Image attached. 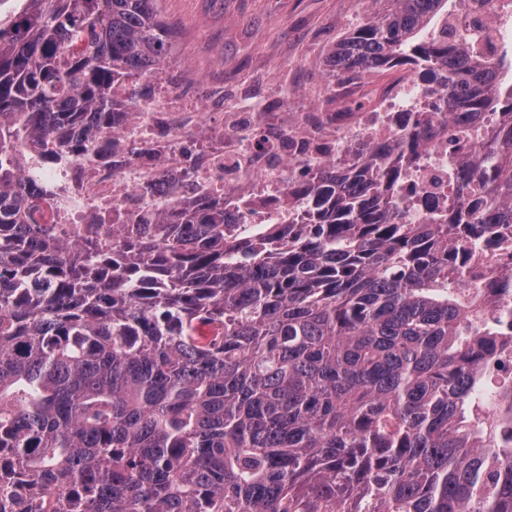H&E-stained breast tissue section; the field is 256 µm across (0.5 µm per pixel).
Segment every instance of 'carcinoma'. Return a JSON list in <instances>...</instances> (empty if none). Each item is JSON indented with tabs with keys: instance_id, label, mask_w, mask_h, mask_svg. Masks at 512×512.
I'll use <instances>...</instances> for the list:
<instances>
[{
	"instance_id": "obj_1",
	"label": "carcinoma",
	"mask_w": 512,
	"mask_h": 512,
	"mask_svg": "<svg viewBox=\"0 0 512 512\" xmlns=\"http://www.w3.org/2000/svg\"><path fill=\"white\" fill-rule=\"evenodd\" d=\"M446 3L387 0L333 67H410L465 146L512 84L423 35ZM170 36L157 0L0 19V512H512V387L484 367L512 321L463 287L477 246L512 248V125L423 224L399 190L438 112L289 182L298 221L230 224L224 195L187 191L135 224L60 223L56 170L126 164L116 89L150 97Z\"/></svg>"
}]
</instances>
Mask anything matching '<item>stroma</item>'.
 I'll return each instance as SVG.
<instances>
[{
  "label": "stroma",
  "mask_w": 512,
  "mask_h": 512,
  "mask_svg": "<svg viewBox=\"0 0 512 512\" xmlns=\"http://www.w3.org/2000/svg\"><path fill=\"white\" fill-rule=\"evenodd\" d=\"M174 36L154 84L158 98L205 113L219 130L240 103L265 124L326 107L336 44L372 13L364 0H157Z\"/></svg>",
  "instance_id": "35a3bbf8"
}]
</instances>
